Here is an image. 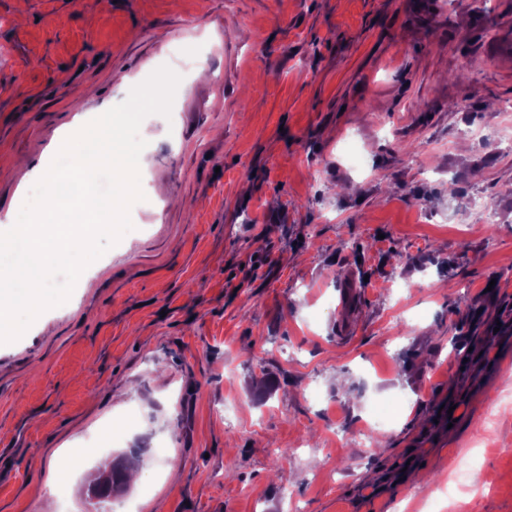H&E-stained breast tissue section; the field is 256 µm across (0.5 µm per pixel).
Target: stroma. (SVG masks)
<instances>
[{
    "label": "stroma",
    "instance_id": "obj_1",
    "mask_svg": "<svg viewBox=\"0 0 512 512\" xmlns=\"http://www.w3.org/2000/svg\"><path fill=\"white\" fill-rule=\"evenodd\" d=\"M177 53L223 81L144 119L131 230L0 345V512H91L102 448L162 453L134 512H428L466 466L448 512H512V0H0V221Z\"/></svg>",
    "mask_w": 512,
    "mask_h": 512
}]
</instances>
